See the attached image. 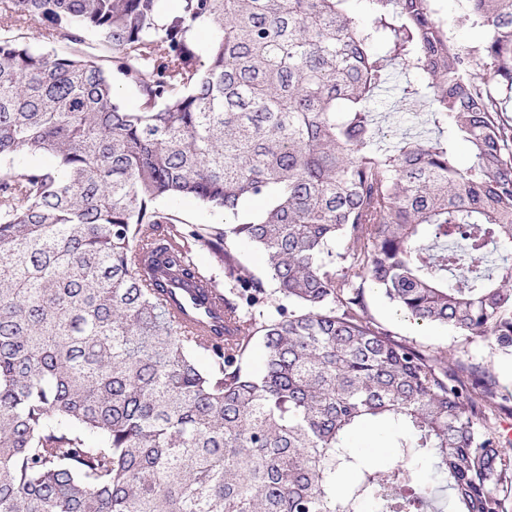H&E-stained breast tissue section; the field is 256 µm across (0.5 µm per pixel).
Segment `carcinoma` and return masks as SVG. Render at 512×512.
Here are the masks:
<instances>
[{
	"label": "carcinoma",
	"mask_w": 512,
	"mask_h": 512,
	"mask_svg": "<svg viewBox=\"0 0 512 512\" xmlns=\"http://www.w3.org/2000/svg\"><path fill=\"white\" fill-rule=\"evenodd\" d=\"M351 2L0 0V512H508L490 373L395 340L364 285L512 349V0ZM398 69L428 111L389 144ZM373 428L400 463L352 448ZM393 91L384 92L375 102L374 108L380 112V125L382 132L385 135V140L388 143H395L404 131L409 128V125H398L392 114L389 111L390 106L393 104ZM162 204L178 211L180 216L190 224H225L224 222L234 220L232 215H224L222 211L206 207L194 198L164 201Z\"/></svg>",
	"instance_id": "1"
}]
</instances>
